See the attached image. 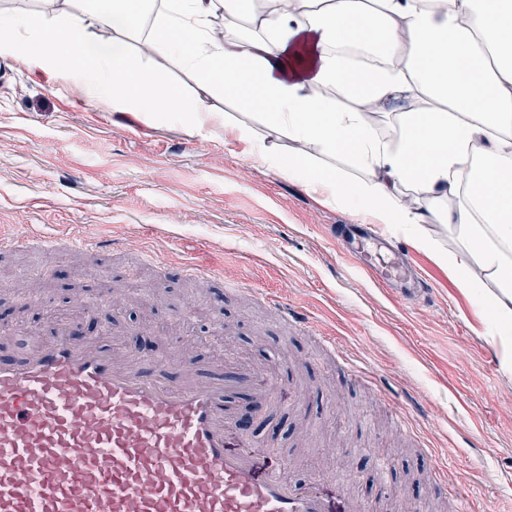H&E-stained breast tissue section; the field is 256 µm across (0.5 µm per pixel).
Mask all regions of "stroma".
<instances>
[{"mask_svg":"<svg viewBox=\"0 0 512 512\" xmlns=\"http://www.w3.org/2000/svg\"><path fill=\"white\" fill-rule=\"evenodd\" d=\"M364 216L323 204L267 166L224 129L199 136L144 112L86 102L66 80L31 75L0 58V325L19 323L8 348L67 316L105 325L110 339L151 354L164 370L220 378L231 357L272 377L279 400L255 417L257 474L315 471L331 512L350 498L375 512H454L450 488L472 512H512V367L490 316L458 289L446 266L395 233L432 284L407 302L349 266L333 226ZM61 244L23 247L34 226ZM112 242L107 253L64 246L71 235ZM150 248L166 267L143 263ZM213 270L188 278L185 263ZM246 284L226 290L224 280ZM288 302L365 368L352 378L323 347L263 303ZM395 399L415 428L396 425ZM446 459L447 483L434 477Z\"/></svg>","mask_w":512,"mask_h":512,"instance_id":"stroma-1","label":"stroma"}]
</instances>
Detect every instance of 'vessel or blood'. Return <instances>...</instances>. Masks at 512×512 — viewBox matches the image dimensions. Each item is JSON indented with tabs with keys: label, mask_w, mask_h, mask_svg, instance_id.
Segmentation results:
<instances>
[{
	"label": "vessel or blood",
	"mask_w": 512,
	"mask_h": 512,
	"mask_svg": "<svg viewBox=\"0 0 512 512\" xmlns=\"http://www.w3.org/2000/svg\"><path fill=\"white\" fill-rule=\"evenodd\" d=\"M336 246L385 287H429L362 225ZM276 395L247 369L181 379L118 362L109 340H77L59 320L29 353L0 357V512H328L321 478L255 473L241 402ZM230 431L239 452L226 450Z\"/></svg>",
	"instance_id": "vessel-or-blood-1"
}]
</instances>
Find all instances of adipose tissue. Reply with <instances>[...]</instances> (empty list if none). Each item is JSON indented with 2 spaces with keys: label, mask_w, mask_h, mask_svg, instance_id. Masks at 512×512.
I'll return each mask as SVG.
<instances>
[{
  "label": "adipose tissue",
  "mask_w": 512,
  "mask_h": 512,
  "mask_svg": "<svg viewBox=\"0 0 512 512\" xmlns=\"http://www.w3.org/2000/svg\"><path fill=\"white\" fill-rule=\"evenodd\" d=\"M53 0L21 15L0 11V58L84 100L148 112L203 135L223 125L246 152L302 182L321 202L355 205L387 228L445 224L466 245L437 254L458 288L481 303L512 347V0ZM223 35H216V26ZM373 34L382 64L361 89L345 48ZM145 45L136 54L131 43ZM170 58L260 116L268 138L350 157L362 175L283 159L202 95L150 76L146 56ZM396 122L380 136L366 105ZM479 266L483 277L472 276Z\"/></svg>",
  "instance_id": "obj_1"
}]
</instances>
